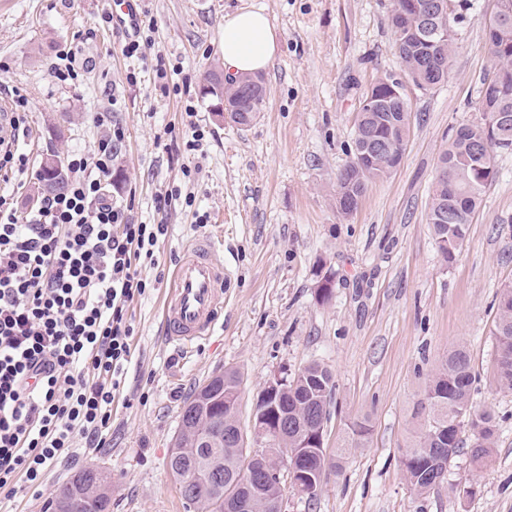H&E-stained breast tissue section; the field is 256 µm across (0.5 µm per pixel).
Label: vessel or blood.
<instances>
[{
  "mask_svg": "<svg viewBox=\"0 0 512 512\" xmlns=\"http://www.w3.org/2000/svg\"><path fill=\"white\" fill-rule=\"evenodd\" d=\"M229 282L209 239L198 238L185 247L174 265L164 301L165 341L188 347L211 336L223 310L224 290Z\"/></svg>",
  "mask_w": 512,
  "mask_h": 512,
  "instance_id": "obj_1",
  "label": "vessel or blood"
}]
</instances>
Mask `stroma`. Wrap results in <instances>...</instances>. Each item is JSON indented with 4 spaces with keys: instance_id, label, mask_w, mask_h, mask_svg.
I'll list each match as a JSON object with an SVG mask.
<instances>
[{
    "instance_id": "35a3bbf8",
    "label": "stroma",
    "mask_w": 512,
    "mask_h": 512,
    "mask_svg": "<svg viewBox=\"0 0 512 512\" xmlns=\"http://www.w3.org/2000/svg\"><path fill=\"white\" fill-rule=\"evenodd\" d=\"M112 2L0 0V89L28 98V134L18 146L29 155L26 172L0 187L28 209L44 154L92 148L120 124L113 201L150 224L156 195L181 190L155 248L160 266L144 276L171 274L186 245L210 236L232 284L213 335L188 350L161 334L165 284L134 298L136 351L105 447L76 446L49 471L41 496L18 490L0 512H46L57 487L90 466L112 480L110 512H185L166 462L195 388L237 369L246 429L267 382L314 361L336 385L327 450L355 420L368 419L370 432L315 499L289 494L286 512H512V390L495 381L492 334L496 296L512 283V151L498 153L452 263L427 222L440 155L458 127L481 119L495 0H470L447 81L407 85L402 161L347 217L336 211V175L352 158L359 104L374 81L402 70L392 0H137L141 19L154 23L140 33L139 60L126 58L124 33L101 20ZM251 7L267 14L279 49L264 73L263 112L238 126L211 112L200 85L205 71L223 68L225 17ZM70 44L78 78L64 83L55 72ZM160 60L178 67L179 93L155 87ZM192 122L204 135L195 151L183 139ZM199 212L207 223H196ZM326 277L332 296L324 301ZM459 346L475 376L474 411L499 422L496 448L479 470L459 454L443 481L420 493L401 464L412 407L438 361Z\"/></svg>"
}]
</instances>
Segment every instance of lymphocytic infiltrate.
Instances as JSON below:
<instances>
[{"instance_id":"1","label":"lymphocytic infiltrate","mask_w":512,"mask_h":512,"mask_svg":"<svg viewBox=\"0 0 512 512\" xmlns=\"http://www.w3.org/2000/svg\"><path fill=\"white\" fill-rule=\"evenodd\" d=\"M66 189L20 212L0 194V494L41 490L73 449L106 443L134 328L128 304L150 288L142 268L167 236L179 190L138 224L113 202L108 144L67 157Z\"/></svg>"}]
</instances>
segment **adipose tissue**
I'll return each mask as SVG.
<instances>
[{"mask_svg":"<svg viewBox=\"0 0 512 512\" xmlns=\"http://www.w3.org/2000/svg\"><path fill=\"white\" fill-rule=\"evenodd\" d=\"M277 52L276 37L263 10H244L224 22V72L231 76L267 70Z\"/></svg>","mask_w":512,"mask_h":512,"instance_id":"adipose-tissue-1","label":"adipose tissue"}]
</instances>
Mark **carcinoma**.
I'll return each instance as SVG.
<instances>
[{"label": "carcinoma", "instance_id": "obj_1", "mask_svg": "<svg viewBox=\"0 0 512 512\" xmlns=\"http://www.w3.org/2000/svg\"><path fill=\"white\" fill-rule=\"evenodd\" d=\"M408 0H393L389 22L402 68L408 70L421 87L439 84L448 78V65L455 52L456 38L448 36V46L434 59H425L418 50L421 13L407 8ZM509 37L488 46L492 70L504 74L505 84L493 96L499 111L509 115L507 122L494 127V113L484 112L477 123L460 126L440 156L438 168L451 167V178L436 179L428 212L438 249L443 260L452 262L465 241L472 214L482 201V194L495 173V155L499 150L512 151V13L501 19ZM203 96L212 98V111L224 117L223 104L239 116L238 124L247 125L263 111L267 96L263 76L245 75L224 81L215 73L205 76ZM411 104L408 99L396 101L383 110L365 113L356 129L354 146L363 147L371 139L405 143L409 131ZM37 194L62 188L67 175L59 153L42 159ZM396 169L395 159L387 153L360 156L353 152L351 162L336 177V209L347 214L373 182L387 177ZM496 338V380L512 389V284L499 294L493 329ZM242 382L238 371H224L199 386L180 414L177 440L182 450L181 469L187 477L217 465L223 473V494L212 486L194 482L181 492L191 512H248L260 509L271 512V497L280 494L276 483L263 475L265 482L241 487L235 483L242 465V448L230 431L240 424L239 409L226 406V393ZM474 378L469 356L463 348L454 349L440 360L416 401L412 419L414 435L406 449L404 471L418 492L427 490L440 475L442 463L449 462L463 449V428L470 433L469 456L475 468H481L496 447L497 422L488 411L472 412ZM335 390L331 371L320 362H312L288 380V385L273 402H256L255 410L268 416L279 429L278 440L269 447L267 465L284 452L309 448L301 469L314 472L327 465V459L314 452L325 447L318 439L325 436L321 428L330 418V404ZM209 431V441L197 436V429ZM369 433L367 419L356 421L351 432L336 448V461H341L353 448L360 447ZM100 477L84 469L60 486L49 503L52 512H108L111 496L99 494Z\"/></svg>", "mask_w": 512, "mask_h": 512}]
</instances>
